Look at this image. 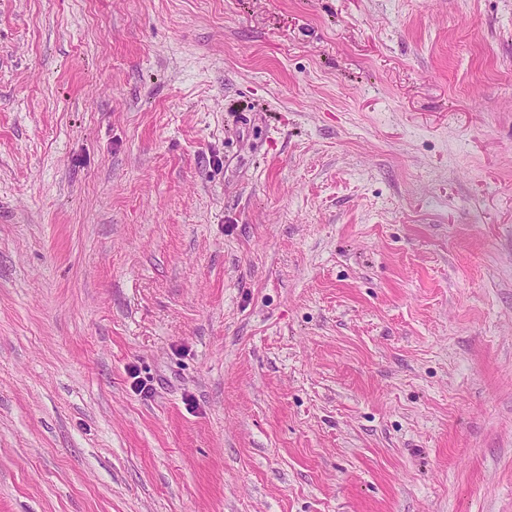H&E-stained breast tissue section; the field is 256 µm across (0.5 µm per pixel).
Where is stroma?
<instances>
[{
	"label": "stroma",
	"instance_id": "35a3bbf8",
	"mask_svg": "<svg viewBox=\"0 0 512 512\" xmlns=\"http://www.w3.org/2000/svg\"><path fill=\"white\" fill-rule=\"evenodd\" d=\"M0 512H512V0H0Z\"/></svg>",
	"mask_w": 512,
	"mask_h": 512
}]
</instances>
